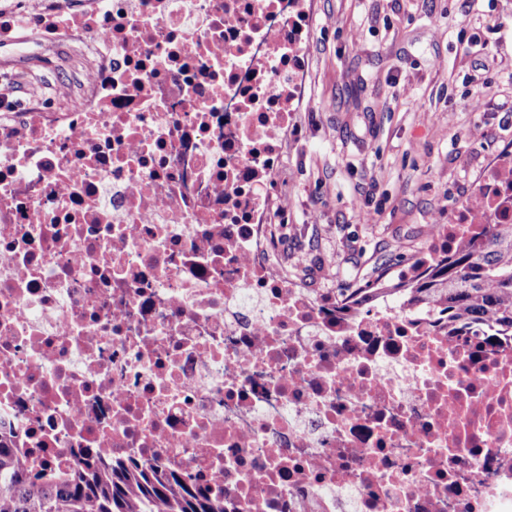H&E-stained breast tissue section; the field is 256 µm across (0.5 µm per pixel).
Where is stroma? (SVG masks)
I'll return each instance as SVG.
<instances>
[{
  "label": "stroma",
  "mask_w": 512,
  "mask_h": 512,
  "mask_svg": "<svg viewBox=\"0 0 512 512\" xmlns=\"http://www.w3.org/2000/svg\"><path fill=\"white\" fill-rule=\"evenodd\" d=\"M275 194L280 269L343 291L399 273L512 152V0H311ZM68 40L0 39V96L55 110ZM481 98L480 110L470 103ZM375 215L363 223L361 210Z\"/></svg>",
  "instance_id": "obj_1"
}]
</instances>
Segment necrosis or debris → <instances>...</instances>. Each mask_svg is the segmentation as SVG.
Wrapping results in <instances>:
<instances>
[{
	"label": "necrosis or debris",
	"instance_id": "1",
	"mask_svg": "<svg viewBox=\"0 0 512 512\" xmlns=\"http://www.w3.org/2000/svg\"><path fill=\"white\" fill-rule=\"evenodd\" d=\"M76 108L0 105V429L225 512H512V333L276 274L306 0H42Z\"/></svg>",
	"mask_w": 512,
	"mask_h": 512
}]
</instances>
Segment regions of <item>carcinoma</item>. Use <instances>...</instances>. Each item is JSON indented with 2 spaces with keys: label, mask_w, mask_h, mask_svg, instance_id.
<instances>
[{
  "label": "carcinoma",
  "mask_w": 512,
  "mask_h": 512,
  "mask_svg": "<svg viewBox=\"0 0 512 512\" xmlns=\"http://www.w3.org/2000/svg\"><path fill=\"white\" fill-rule=\"evenodd\" d=\"M494 173L512 186V153ZM469 211L486 231L461 236L453 249L416 261L403 278L379 276L364 288L345 289L336 311L346 314L394 296L406 306L446 313L450 323L512 329V219H497L479 191ZM0 512H224V500L172 473L105 461L94 451L68 470L44 475L33 469L27 449L0 436Z\"/></svg>",
  "instance_id": "cac0c4a2"
}]
</instances>
